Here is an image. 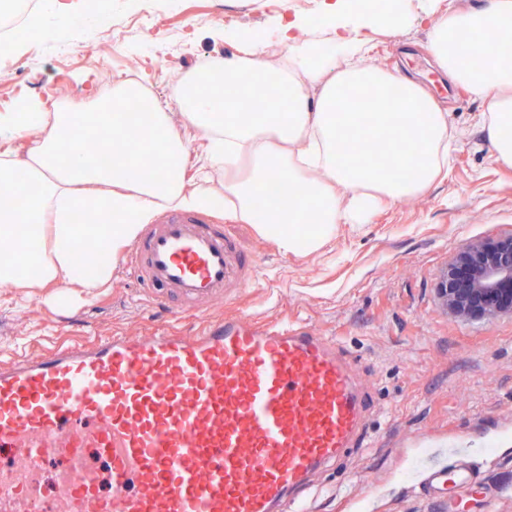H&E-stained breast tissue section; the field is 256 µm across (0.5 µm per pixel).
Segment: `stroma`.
<instances>
[{"mask_svg": "<svg viewBox=\"0 0 512 512\" xmlns=\"http://www.w3.org/2000/svg\"><path fill=\"white\" fill-rule=\"evenodd\" d=\"M260 0H186L185 10L155 12L149 28L133 25L129 0H112L119 48L112 67L137 70L154 90L170 92L173 70L234 52L223 35L274 28L284 14L319 17L324 0H294L267 12ZM163 49L153 60L145 41ZM428 33L413 28L387 36L388 67L415 70L446 103L457 138L447 181L410 205L384 209L370 224L341 225L326 248L309 257L284 254L251 225L231 224L254 268L247 287L214 302L209 317L302 320L338 336L359 360L372 396L368 444L350 452L315 482L311 512H512V312L474 318L443 308L437 286L468 246L512 237V168L498 164L477 127L482 101L460 95L427 61ZM103 44L95 29L82 43V62L59 73L52 45H23L24 73L0 79V112L39 101L48 109L86 101L100 81ZM169 323L118 272L89 305L66 310L43 296L17 299L0 288V358L115 332L144 334ZM479 476L477 489L454 500L433 498L406 483L415 455L410 439L430 434L439 445L428 464L452 468L443 449L450 434Z\"/></svg>", "mask_w": 512, "mask_h": 512, "instance_id": "35a3bbf8", "label": "stroma"}]
</instances>
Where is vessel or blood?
Segmentation results:
<instances>
[{"label":"vessel or blood","instance_id":"vessel-or-blood-1","mask_svg":"<svg viewBox=\"0 0 512 512\" xmlns=\"http://www.w3.org/2000/svg\"><path fill=\"white\" fill-rule=\"evenodd\" d=\"M227 227L161 213L123 259L168 314L249 282ZM354 354L299 320L231 315L0 361V512H307L312 478L362 447L371 395ZM478 479L435 468L455 498Z\"/></svg>","mask_w":512,"mask_h":512}]
</instances>
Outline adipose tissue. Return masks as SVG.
I'll return each instance as SVG.
<instances>
[{
  "label": "adipose tissue",
  "instance_id": "ef3b65f1",
  "mask_svg": "<svg viewBox=\"0 0 512 512\" xmlns=\"http://www.w3.org/2000/svg\"><path fill=\"white\" fill-rule=\"evenodd\" d=\"M416 22L429 30L437 72L483 101L480 125L492 155L512 167V55L494 50L495 39L512 35V0H430L415 15L384 18L350 0H328L320 18H285L274 32L235 37L234 53L173 72V103L122 80L110 94L91 95L88 114L37 107L23 117L0 113V288L23 297L49 289L56 307L91 301L111 285L117 258L163 210L220 205L280 251L310 255L340 225L368 224L386 207L418 201L448 177V108L379 56L383 36ZM462 28L486 35L477 68L458 62L467 51L455 37ZM228 81L239 86L230 100L222 92ZM133 104L150 111L151 126L129 123ZM366 111L392 133L389 164L379 169L342 163L367 151ZM18 142L25 154L15 150ZM101 151L111 153L110 165L98 163ZM191 154L201 172L196 180L187 175ZM152 158L163 171L143 176ZM21 171L39 188L23 211L13 206L25 191L16 178ZM273 177L287 205L256 209L257 187ZM87 207L101 210L103 222L73 223ZM86 240L105 249L90 267L76 260Z\"/></svg>",
  "mask_w": 512,
  "mask_h": 512
}]
</instances>
